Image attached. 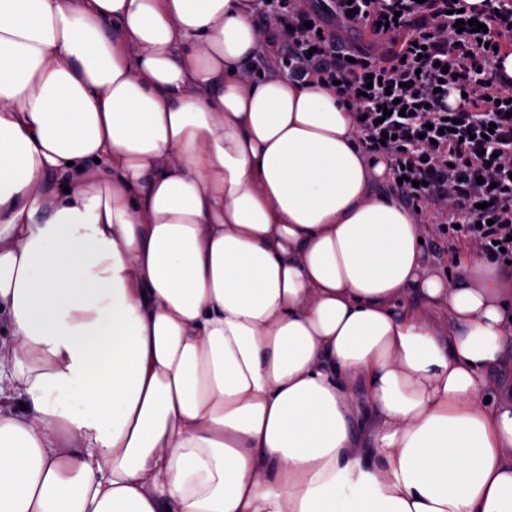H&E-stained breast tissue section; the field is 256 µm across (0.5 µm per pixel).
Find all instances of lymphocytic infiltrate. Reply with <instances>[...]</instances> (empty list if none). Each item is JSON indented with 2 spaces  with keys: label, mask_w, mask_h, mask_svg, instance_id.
Listing matches in <instances>:
<instances>
[{
  "label": "lymphocytic infiltrate",
  "mask_w": 512,
  "mask_h": 512,
  "mask_svg": "<svg viewBox=\"0 0 512 512\" xmlns=\"http://www.w3.org/2000/svg\"><path fill=\"white\" fill-rule=\"evenodd\" d=\"M268 0L262 35L292 81L334 88L363 149L422 222L512 262V0ZM477 18L486 33L458 31ZM367 42L348 40L350 32Z\"/></svg>",
  "instance_id": "1"
}]
</instances>
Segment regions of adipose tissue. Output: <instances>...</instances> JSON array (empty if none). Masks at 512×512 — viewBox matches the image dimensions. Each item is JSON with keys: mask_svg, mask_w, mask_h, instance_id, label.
Instances as JSON below:
<instances>
[{"mask_svg": "<svg viewBox=\"0 0 512 512\" xmlns=\"http://www.w3.org/2000/svg\"><path fill=\"white\" fill-rule=\"evenodd\" d=\"M261 51L243 0H0V512H512L503 273Z\"/></svg>", "mask_w": 512, "mask_h": 512, "instance_id": "obj_1", "label": "adipose tissue"}]
</instances>
